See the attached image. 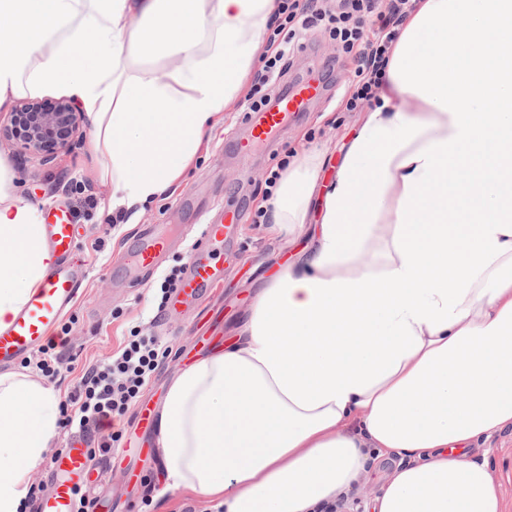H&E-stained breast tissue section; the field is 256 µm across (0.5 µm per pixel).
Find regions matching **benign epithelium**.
<instances>
[{
    "label": "benign epithelium",
    "instance_id": "obj_1",
    "mask_svg": "<svg viewBox=\"0 0 512 512\" xmlns=\"http://www.w3.org/2000/svg\"><path fill=\"white\" fill-rule=\"evenodd\" d=\"M80 120V113L65 99L23 101L0 132L14 141L19 153L48 160L68 144Z\"/></svg>",
    "mask_w": 512,
    "mask_h": 512
}]
</instances>
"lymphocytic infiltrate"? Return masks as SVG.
I'll return each instance as SVG.
<instances>
[{
    "label": "lymphocytic infiltrate",
    "mask_w": 512,
    "mask_h": 512,
    "mask_svg": "<svg viewBox=\"0 0 512 512\" xmlns=\"http://www.w3.org/2000/svg\"><path fill=\"white\" fill-rule=\"evenodd\" d=\"M411 9L410 0H341L337 10L325 9L321 0H283L270 27L284 47L266 57L255 78L252 108L268 105V85L288 70L287 50L293 47L299 28L315 27L335 42L340 52L354 55L357 66L351 79L353 91L346 102L354 112L378 99L388 54L397 32ZM171 347L154 338L132 334L110 361L83 376L62 406V427L83 435L97 432L104 421L123 416L137 403L160 361Z\"/></svg>",
    "instance_id": "lymphocytic-infiltrate-1"
}]
</instances>
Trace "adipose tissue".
Segmentation results:
<instances>
[{"label":"adipose tissue","mask_w":512,"mask_h":512,"mask_svg":"<svg viewBox=\"0 0 512 512\" xmlns=\"http://www.w3.org/2000/svg\"><path fill=\"white\" fill-rule=\"evenodd\" d=\"M327 187L320 156L271 210L311 248L236 340L181 370L158 416L170 492L218 512H314L372 455L408 456L373 512H507L480 439L512 427V0H414ZM279 0H0V112H84L113 213L175 190L245 90ZM0 158V329L55 262ZM59 395L0 373V512H19Z\"/></svg>","instance_id":"ef3b65f1"}]
</instances>
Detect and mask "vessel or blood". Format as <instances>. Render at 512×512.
<instances>
[{
	"instance_id": "b4317fda",
	"label": "vessel or blood",
	"mask_w": 512,
	"mask_h": 512,
	"mask_svg": "<svg viewBox=\"0 0 512 512\" xmlns=\"http://www.w3.org/2000/svg\"><path fill=\"white\" fill-rule=\"evenodd\" d=\"M322 93L319 78L313 76L269 105L254 112H245L243 122L249 135L236 144L239 157H249L258 148L274 142L278 134ZM239 221L237 209L225 208L223 222L202 224L199 245L222 241L228 225ZM39 231L60 261L44 286L30 295L11 325L0 330V366L13 365L44 345L50 331L75 302L86 275L84 264L70 259L75 249L78 227L66 211L59 209L49 213ZM166 249L165 234L151 235L141 241L125 259L124 265L133 275L142 270L155 269ZM218 277L219 268L215 258L190 257L181 286L172 297L173 302L195 298L202 288L213 284ZM86 453L82 437L74 435L62 451L48 459L46 468L51 486L39 497L37 512H74V492L84 483Z\"/></svg>"
}]
</instances>
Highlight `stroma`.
<instances>
[{"label":"stroma","instance_id":"1","mask_svg":"<svg viewBox=\"0 0 512 512\" xmlns=\"http://www.w3.org/2000/svg\"><path fill=\"white\" fill-rule=\"evenodd\" d=\"M298 42L300 47L291 53L288 71L277 82V89L319 73L328 88L326 95L314 101L300 120L290 123L272 145L245 160L233 148L234 141L247 134L240 115L249 100L241 98L212 132L207 151L175 192L147 206L136 224L119 223L108 209L112 185L99 175L100 159L91 147L88 121H81L70 145L47 164L34 157L20 158L14 142L0 138V157L14 170L18 197L40 204L45 212L56 207L67 210L73 223L79 224L76 256L88 271L71 311L75 321L68 341L56 348L59 374L45 376L36 366L21 363L13 365V372L29 375L67 396L89 368L108 361L123 346L135 327L173 349L172 356L160 362L142 397L143 402L159 404L184 366L182 353L193 349L199 336L233 340L259 289L311 246L314 238L313 225L286 234L272 230L268 219H257L266 199V177L295 153L321 149L327 156L321 177L331 180L360 124V113L345 109L353 59L339 53L335 43L318 30L301 32ZM230 204L240 211L242 222L230 239L212 247L224 268L222 283L205 289L198 301L179 310H159L162 274L184 267L204 216ZM157 231L167 234L169 251L157 269L143 277L140 288L129 291L128 276L114 271L112 265L147 233ZM155 445V435H148L141 449L143 460L132 470L123 462L102 461L101 474L89 486V495L112 501V512H125L129 507L134 512H205V504H192L165 491L159 462L149 457ZM471 454L488 461L507 502L512 503V428L481 441ZM403 461L397 454L369 460L357 485L342 498V512H372L373 500L387 476Z\"/></svg>","mask_w":512,"mask_h":512}]
</instances>
